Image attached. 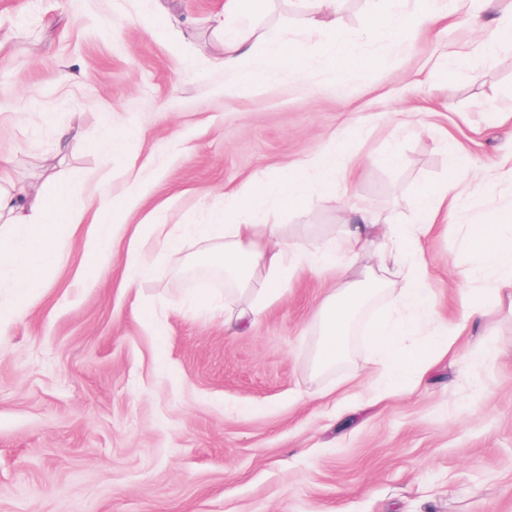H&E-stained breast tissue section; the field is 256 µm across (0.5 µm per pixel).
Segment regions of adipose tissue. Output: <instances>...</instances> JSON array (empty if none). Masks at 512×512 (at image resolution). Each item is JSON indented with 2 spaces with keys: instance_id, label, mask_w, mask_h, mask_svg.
Segmentation results:
<instances>
[{
  "instance_id": "1",
  "label": "adipose tissue",
  "mask_w": 512,
  "mask_h": 512,
  "mask_svg": "<svg viewBox=\"0 0 512 512\" xmlns=\"http://www.w3.org/2000/svg\"><path fill=\"white\" fill-rule=\"evenodd\" d=\"M266 0H224L222 11L210 19L214 34L222 36L225 71L236 78V86L249 91L260 85L275 69H306L319 44H335L339 0H307L314 16L306 40H287L279 32L254 34L245 24ZM410 9L390 12L377 18L375 27L400 42L411 30L442 16L441 0H412ZM476 24L492 32L480 51L449 59L444 75L455 70L480 69L497 44L512 40V16L496 14L495 0H486ZM344 133H336L318 152L308 156L288 176L273 184L253 178L234 196L232 205L213 210L211 221L197 227V234L209 238L223 234L221 250L207 255L208 263L220 266L235 286L250 290L251 299L240 308L236 319L256 316L278 302L289 282L301 271H332L342 283L327 294L316 313L318 343L314 366L335 367L348 356V338L362 310L376 296L386 300L385 314L368 329L376 363L382 373L384 392L396 394L420 384L431 369L447 357L455 336L471 321L500 307L512 290V210L487 213L466 228L465 242L470 261L459 270L467 284L459 302V321L445 320L439 313L438 295L427 276L422 240L437 223L444 204L458 198L460 153L448 147L446 179L435 188L419 190L410 200L416 214L413 224L394 225L367 207L352 210V223L340 235L317 247L311 254L295 249L278 225L255 224L251 215L277 204L282 210H300L311 190L332 195L349 171L342 150ZM138 203L130 196L126 204L111 208L99 205L94 213L71 203L69 189L60 183L18 188L0 175V266L12 267L24 282L37 279L42 269L55 259L53 242L60 225L78 227L92 222L103 238L111 237L115 225L126 223ZM24 229L25 239L16 242L14 232ZM373 252L380 265L402 280L401 287L367 274L349 279V262L359 253Z\"/></svg>"
}]
</instances>
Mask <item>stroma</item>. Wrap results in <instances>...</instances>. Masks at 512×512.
Wrapping results in <instances>:
<instances>
[{
    "label": "stroma",
    "instance_id": "obj_1",
    "mask_svg": "<svg viewBox=\"0 0 512 512\" xmlns=\"http://www.w3.org/2000/svg\"><path fill=\"white\" fill-rule=\"evenodd\" d=\"M224 0H169L193 32L182 44L146 32L154 0H0V154L17 184L51 178L92 209L140 200L112 230L98 279L81 262L95 234L60 227L56 260L31 284L0 267V512H512V306L471 323L458 354L415 390L381 401L358 317L347 359L319 371L314 316L332 280L304 272L245 330L224 310L247 301L192 280L211 244L195 225L259 176L278 181L347 124L356 177L335 196L314 191L298 213L259 215L312 250L335 235L341 208L360 201L411 224L405 200L439 184L445 139L464 149L460 207L423 242L448 320L460 316L468 224L512 204V184L480 185L512 156V45L478 73L440 80L445 54L488 41L467 13L412 31L394 47L363 35L390 0H343L340 33L366 72L338 75L326 55L279 71L252 92L217 63L208 19ZM304 0H274L249 27L290 39ZM78 123L80 148L55 155L59 127ZM122 152L104 157L111 134ZM398 151L395 166L382 161ZM185 247H155L152 269L128 283L126 252L152 215ZM209 292L210 309L188 304ZM492 359L473 363L484 345Z\"/></svg>",
    "mask_w": 512,
    "mask_h": 512
}]
</instances>
